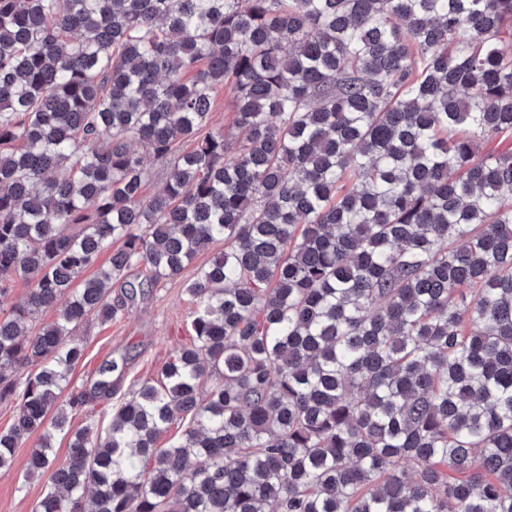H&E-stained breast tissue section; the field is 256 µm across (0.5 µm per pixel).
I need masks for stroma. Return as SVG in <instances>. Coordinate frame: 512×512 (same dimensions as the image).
<instances>
[{"label": "stroma", "mask_w": 512, "mask_h": 512, "mask_svg": "<svg viewBox=\"0 0 512 512\" xmlns=\"http://www.w3.org/2000/svg\"><path fill=\"white\" fill-rule=\"evenodd\" d=\"M208 258V253H199L179 278L155 285L141 267L130 269L124 281L113 282L110 295L122 300L123 307L111 322L92 319L79 326L77 334L85 355L70 376L67 393L88 390L97 378V369L109 360L118 365L116 396L142 382L158 380L173 351L191 336L194 305L184 288ZM37 443L34 436L23 440L11 467L0 470V512H32L40 498L43 482L26 477L30 452Z\"/></svg>", "instance_id": "35a3bbf8"}]
</instances>
